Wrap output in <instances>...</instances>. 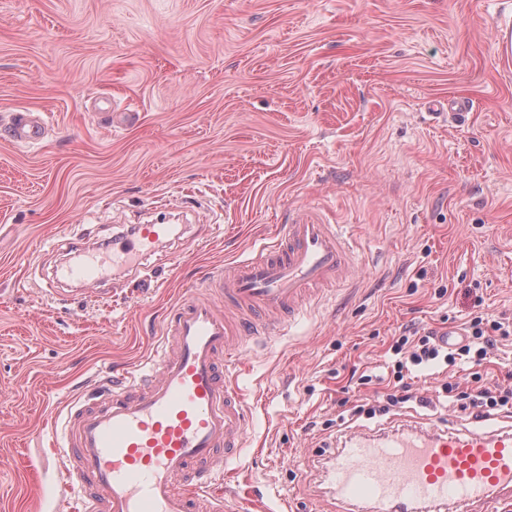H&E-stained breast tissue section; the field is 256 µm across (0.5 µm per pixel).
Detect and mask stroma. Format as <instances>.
<instances>
[{"mask_svg": "<svg viewBox=\"0 0 512 512\" xmlns=\"http://www.w3.org/2000/svg\"><path fill=\"white\" fill-rule=\"evenodd\" d=\"M507 32L512 0H0V127L19 109L52 124L0 139V512L36 491L55 512L47 430L69 395L150 356L183 287L300 206L359 249L348 283L251 340L224 512H336L318 430L362 404L352 370L383 373L407 326L512 319ZM94 93L137 120L103 125ZM448 99L471 107L431 113ZM152 221L178 227L149 260L162 287L130 268L56 281L73 247ZM461 426L431 406L393 428Z\"/></svg>", "mask_w": 512, "mask_h": 512, "instance_id": "obj_1", "label": "stroma"}]
</instances>
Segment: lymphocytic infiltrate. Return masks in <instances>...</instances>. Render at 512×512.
Listing matches in <instances>:
<instances>
[{"mask_svg":"<svg viewBox=\"0 0 512 512\" xmlns=\"http://www.w3.org/2000/svg\"><path fill=\"white\" fill-rule=\"evenodd\" d=\"M512 336V324L489 319L484 314L474 315L462 343L448 346L436 331L418 333L404 331L393 339L390 346L392 360L389 364L384 391H374L369 403L357 407V414L369 419H388L398 415L405 404L416 402L428 407L430 402L449 403L463 416L483 420L492 416L512 419V385L490 383L480 367L489 363L498 341ZM472 363L476 369L469 374L468 382L456 377L444 381L435 399L413 396L407 383L413 372L439 367H454Z\"/></svg>","mask_w":512,"mask_h":512,"instance_id":"obj_1","label":"lymphocytic infiltrate"}]
</instances>
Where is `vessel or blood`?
<instances>
[{"label": "vessel or blood", "mask_w": 512, "mask_h": 512, "mask_svg": "<svg viewBox=\"0 0 512 512\" xmlns=\"http://www.w3.org/2000/svg\"><path fill=\"white\" fill-rule=\"evenodd\" d=\"M34 112L14 113L0 135L33 146ZM172 233L138 224L108 248L146 259ZM354 246L342 225L295 210L270 246L209 272L205 286L170 306L162 342L119 377L70 396L51 438L65 492L81 485L79 512H223L224 460L240 454L247 407L236 386L243 341L273 336L325 285L347 280ZM60 278L97 282V261L71 262ZM333 493L357 512H498L512 505V430L397 432L346 440L331 460Z\"/></svg>", "instance_id": "b4317fda"}]
</instances>
